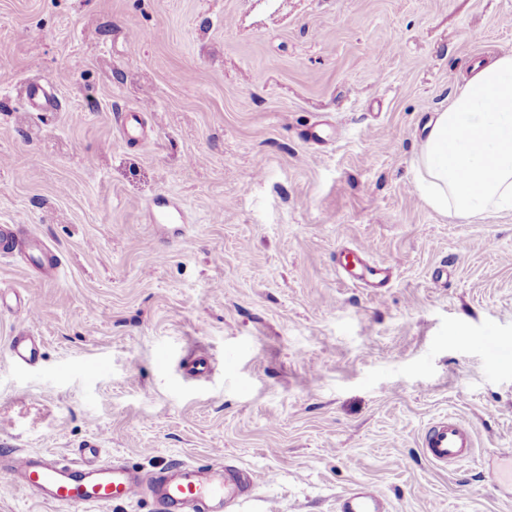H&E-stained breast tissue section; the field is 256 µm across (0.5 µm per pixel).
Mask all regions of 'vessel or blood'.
I'll return each instance as SVG.
<instances>
[{"instance_id":"obj_1","label":"vessel or blood","mask_w":512,"mask_h":512,"mask_svg":"<svg viewBox=\"0 0 512 512\" xmlns=\"http://www.w3.org/2000/svg\"><path fill=\"white\" fill-rule=\"evenodd\" d=\"M30 105L40 112H56L61 101L46 84L33 81L26 87ZM25 253L29 261L41 266L48 275L59 272L60 260L42 241L24 238L18 225L0 224V256ZM364 248L352 252L347 273L367 282L385 278L383 268L370 265ZM11 356L32 365L38 360L40 346L31 336H13ZM476 447L473 432L456 417L436 422L424 432L422 454L432 464L450 466L466 462ZM99 441L87 442L75 460L60 463L51 458L0 448V476L10 480L32 498L55 505L62 512H88L92 507L114 503L130 504L151 496L156 512H236L241 499L257 486L260 477L232 466H198L174 462L152 472L135 470L125 463L100 460ZM486 470L489 483L502 489L512 488L504 476L512 463V448H500L492 454ZM336 512H388L384 497L372 486L363 484L337 501Z\"/></svg>"}]
</instances>
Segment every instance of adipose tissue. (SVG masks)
Wrapping results in <instances>:
<instances>
[{"label": "adipose tissue", "instance_id": "obj_1", "mask_svg": "<svg viewBox=\"0 0 512 512\" xmlns=\"http://www.w3.org/2000/svg\"><path fill=\"white\" fill-rule=\"evenodd\" d=\"M415 163L417 187L439 214L512 213V51L475 63L426 125Z\"/></svg>", "mask_w": 512, "mask_h": 512}]
</instances>
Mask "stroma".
I'll use <instances>...</instances> for the list:
<instances>
[{
  "instance_id": "stroma-1",
  "label": "stroma",
  "mask_w": 512,
  "mask_h": 512,
  "mask_svg": "<svg viewBox=\"0 0 512 512\" xmlns=\"http://www.w3.org/2000/svg\"><path fill=\"white\" fill-rule=\"evenodd\" d=\"M511 50L512 0H0V224L62 264L0 257V444L274 474L237 512H336L362 483L390 512H512L483 480L512 448V344L488 343L512 337V215H439L414 168L474 61ZM35 80L60 111L28 107ZM358 245L386 287L341 277ZM451 413L476 453L442 470L421 437ZM10 352L15 361L33 365L38 360L40 346L34 337L18 333L16 336H13L11 340Z\"/></svg>"
}]
</instances>
